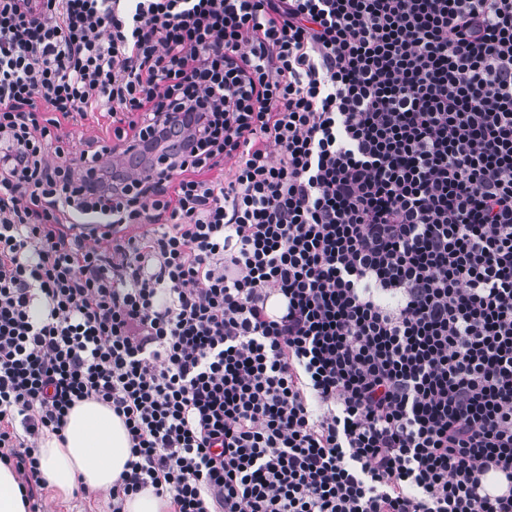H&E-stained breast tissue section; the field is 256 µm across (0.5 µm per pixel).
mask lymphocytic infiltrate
I'll list each match as a JSON object with an SVG mask.
<instances>
[{
    "label": "lymphocytic infiltrate",
    "mask_w": 512,
    "mask_h": 512,
    "mask_svg": "<svg viewBox=\"0 0 512 512\" xmlns=\"http://www.w3.org/2000/svg\"><path fill=\"white\" fill-rule=\"evenodd\" d=\"M39 2L0 0L28 512L85 400L110 512H512V0ZM125 510V512H167V503L156 497L152 491L146 490L127 498Z\"/></svg>",
    "instance_id": "f902f5d3"
}]
</instances>
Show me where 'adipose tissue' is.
<instances>
[{
	"label": "adipose tissue",
	"instance_id": "obj_1",
	"mask_svg": "<svg viewBox=\"0 0 512 512\" xmlns=\"http://www.w3.org/2000/svg\"><path fill=\"white\" fill-rule=\"evenodd\" d=\"M130 448L122 420L104 404L83 401L70 410L62 437L43 440L42 474L64 496L80 484L107 490L124 472Z\"/></svg>",
	"mask_w": 512,
	"mask_h": 512
}]
</instances>
